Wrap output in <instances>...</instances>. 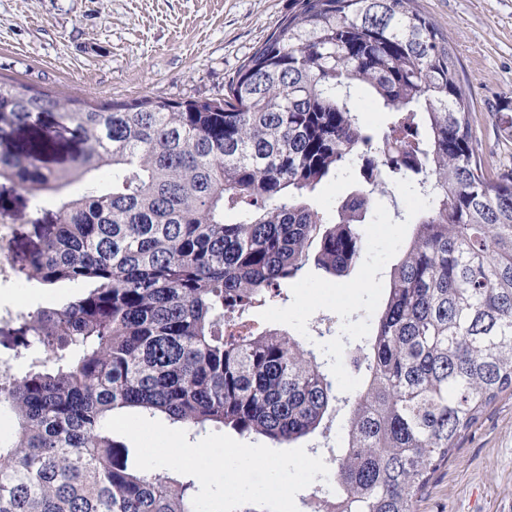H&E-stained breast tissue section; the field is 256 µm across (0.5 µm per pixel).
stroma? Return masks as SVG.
I'll return each mask as SVG.
<instances>
[{
  "instance_id": "1",
  "label": "stroma",
  "mask_w": 512,
  "mask_h": 512,
  "mask_svg": "<svg viewBox=\"0 0 512 512\" xmlns=\"http://www.w3.org/2000/svg\"><path fill=\"white\" fill-rule=\"evenodd\" d=\"M292 0H0V76L92 103L142 97L220 98L242 61L288 14ZM448 36L489 170L512 166V137L495 113L512 99V0H419ZM50 224L56 205L0 180V207ZM422 196L380 198L364 226L362 260L343 278L307 266L282 297L252 309L257 326L302 336L336 382L359 379L339 355L368 336L388 273ZM330 318L331 331L313 326ZM417 512H512V393L502 394L431 476Z\"/></svg>"
}]
</instances>
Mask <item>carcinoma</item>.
I'll return each mask as SVG.
<instances>
[{
    "mask_svg": "<svg viewBox=\"0 0 512 512\" xmlns=\"http://www.w3.org/2000/svg\"><path fill=\"white\" fill-rule=\"evenodd\" d=\"M448 38L418 0H293L222 99L95 105L0 77V133L45 114L70 133L14 137L0 179L48 193L12 266L71 300L0 329V512H193L195 480L143 471L118 414L230 429L291 448L341 407L336 512H416L432 474L512 392V168L487 173ZM387 122L364 123L352 90ZM350 174L328 218L309 203ZM399 185L428 201L389 274L362 384L340 397L302 340L241 333L310 263L346 276L360 225ZM14 363L22 371L11 370Z\"/></svg>",
    "mask_w": 512,
    "mask_h": 512,
    "instance_id": "obj_1",
    "label": "carcinoma"
}]
</instances>
